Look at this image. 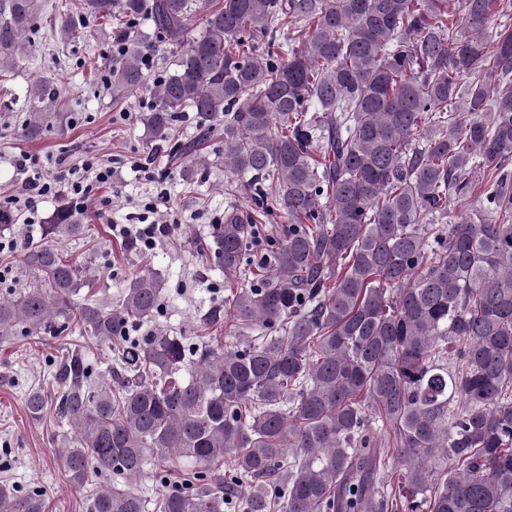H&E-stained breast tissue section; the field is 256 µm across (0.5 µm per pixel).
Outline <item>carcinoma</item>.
Returning a JSON list of instances; mask_svg holds the SVG:
<instances>
[{
  "label": "carcinoma",
  "mask_w": 512,
  "mask_h": 512,
  "mask_svg": "<svg viewBox=\"0 0 512 512\" xmlns=\"http://www.w3.org/2000/svg\"><path fill=\"white\" fill-rule=\"evenodd\" d=\"M112 20L116 103L169 68L138 121L155 139L194 113L186 157L210 166L224 128L225 191L254 207L213 225L201 261L225 282L236 335L192 345L141 328L163 289L132 275L117 303L81 294L93 261L44 224L24 287L0 300V341L60 336L115 347L96 374L76 344L52 369L71 483L105 477L89 512H512V0H67ZM40 0H0V68L32 50ZM500 23L488 29L489 17ZM145 16L151 31L130 25ZM32 82L23 138L57 111ZM480 178H475V174ZM469 220L447 223L449 208ZM272 216L282 238H259ZM268 255L252 267L248 247ZM42 388L24 396L38 420ZM393 435L383 448L378 427ZM0 512H45L38 486L0 484ZM152 52L154 54V61L152 54L149 52H146L143 57V65L149 72L150 76L153 77L151 78L149 76V84H152L153 81L157 82L162 78L160 73H165V69L168 66V60L170 58L169 46L164 43L157 42L156 47L153 48ZM153 64L155 65V69L160 73L154 71Z\"/></svg>",
  "instance_id": "1"
}]
</instances>
